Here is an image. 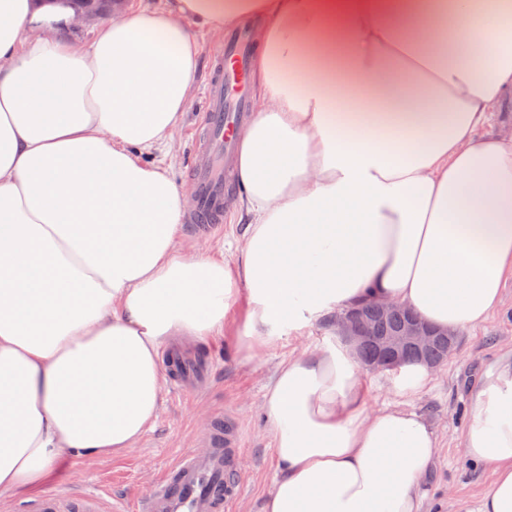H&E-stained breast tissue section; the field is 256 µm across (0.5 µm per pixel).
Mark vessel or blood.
I'll use <instances>...</instances> for the list:
<instances>
[{"label":"vessel or blood","mask_w":512,"mask_h":512,"mask_svg":"<svg viewBox=\"0 0 512 512\" xmlns=\"http://www.w3.org/2000/svg\"><path fill=\"white\" fill-rule=\"evenodd\" d=\"M253 45L246 29L233 30L212 59L211 81L203 110L205 122L192 169L196 201L191 217L198 232L213 230L224 216L225 184L234 174L236 128L250 107L247 87ZM171 389L185 391L198 367L168 354ZM243 430L234 415L218 416L202 437V451L183 452L145 497L142 512H231L243 489L238 470ZM35 512H126L123 499L103 491L50 492L34 503Z\"/></svg>","instance_id":"1"}]
</instances>
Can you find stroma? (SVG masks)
Instances as JSON below:
<instances>
[{"instance_id": "35a3bbf8", "label": "stroma", "mask_w": 512, "mask_h": 512, "mask_svg": "<svg viewBox=\"0 0 512 512\" xmlns=\"http://www.w3.org/2000/svg\"><path fill=\"white\" fill-rule=\"evenodd\" d=\"M202 92H195L165 165L180 184H190L202 130ZM244 227L224 222L221 230L199 236L183 227L180 253L208 252L232 259ZM243 316L242 304L233 305L224 321V333L192 346L209 356L214 371L205 387L180 396L163 389L152 428L132 448L120 453L61 459L46 489L67 493L77 488L104 490L125 498L128 512H137L141 499L163 469L199 440L212 417L230 412L244 427L240 467L243 493L233 512H263V504L279 472L273 455V431L264 413L265 387L278 365L293 352L335 343L334 329L317 324L285 337L251 360L236 340ZM512 351V278H507L499 307L481 324L458 332L457 350L434 369L429 387L413 397L388 393L381 372L368 373L372 406L392 404L420 412L436 429L438 448L432 470L421 487L420 512H472L492 479L489 470L465 461L461 437L470 416L468 392L481 371Z\"/></svg>"}]
</instances>
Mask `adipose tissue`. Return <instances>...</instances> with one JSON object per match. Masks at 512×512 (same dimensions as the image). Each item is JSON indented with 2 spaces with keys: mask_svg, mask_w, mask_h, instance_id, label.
I'll use <instances>...</instances> for the list:
<instances>
[{
  "mask_svg": "<svg viewBox=\"0 0 512 512\" xmlns=\"http://www.w3.org/2000/svg\"><path fill=\"white\" fill-rule=\"evenodd\" d=\"M65 0H0V491L154 423L161 345L244 301L246 357L369 301L452 332L512 276V10L504 0H131L86 44ZM253 23L233 260L181 255L186 187L162 165L199 34ZM158 154L155 162L145 161ZM461 440L512 512V354L470 389ZM264 411L281 472L263 512H419L437 448L371 408L346 341L280 363Z\"/></svg>",
  "mask_w": 512,
  "mask_h": 512,
  "instance_id": "ef3b65f1",
  "label": "adipose tissue"
}]
</instances>
